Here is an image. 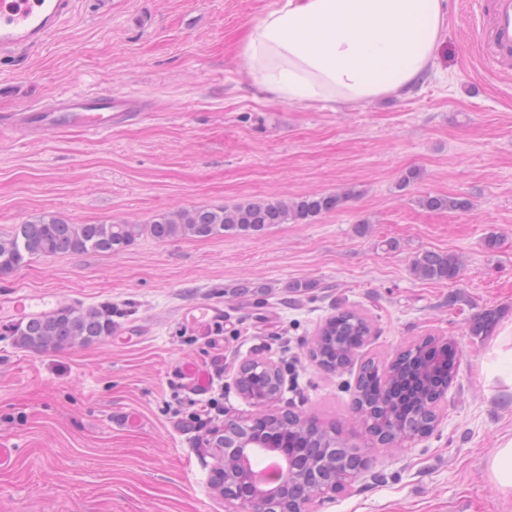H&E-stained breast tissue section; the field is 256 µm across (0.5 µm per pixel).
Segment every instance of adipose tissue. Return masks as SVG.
I'll use <instances>...</instances> for the list:
<instances>
[{
	"label": "adipose tissue",
	"instance_id": "ef3b65f1",
	"mask_svg": "<svg viewBox=\"0 0 512 512\" xmlns=\"http://www.w3.org/2000/svg\"><path fill=\"white\" fill-rule=\"evenodd\" d=\"M447 25L445 0H280L239 54L261 93L290 103L357 104L406 93L429 76ZM483 373L512 401V326Z\"/></svg>",
	"mask_w": 512,
	"mask_h": 512
}]
</instances>
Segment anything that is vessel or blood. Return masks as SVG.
Segmentation results:
<instances>
[{
  "mask_svg": "<svg viewBox=\"0 0 512 512\" xmlns=\"http://www.w3.org/2000/svg\"><path fill=\"white\" fill-rule=\"evenodd\" d=\"M75 8L76 0H0V53L42 45L73 16ZM487 16L483 61L491 73L499 74L503 62L512 57V0H490ZM128 102L125 96L115 99L108 93L72 90L52 106L1 114L0 134L42 136L62 127L100 134L121 123L123 115L116 107ZM62 304L60 296L50 291L4 290L0 292V319L43 317ZM184 318L190 323L219 322L224 309L212 304L194 305L185 309Z\"/></svg>",
  "mask_w": 512,
  "mask_h": 512,
  "instance_id": "b4317fda",
  "label": "vessel or blood"
}]
</instances>
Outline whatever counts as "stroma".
I'll list each match as a JSON object with an SVG mask.
<instances>
[{"label":"stroma","mask_w":512,"mask_h":512,"mask_svg":"<svg viewBox=\"0 0 512 512\" xmlns=\"http://www.w3.org/2000/svg\"><path fill=\"white\" fill-rule=\"evenodd\" d=\"M277 2L78 0L42 46L0 56V113L72 89L131 94L148 110L103 135L0 137L1 234L46 212L71 224H148L183 208L356 191L340 210L259 236L145 233L114 254L36 258L0 274V291L108 305L118 326L143 331L132 343L34 354L0 322V443L17 451L0 471V512H229L205 440L225 417L253 413L234 384L246 361L281 369L276 410L341 423L370 459L314 512H512V492L487 469L512 437V404L481 375L512 323V77L483 66L473 0H447L436 68L417 89L336 110L270 100L246 81L238 45ZM429 195L468 206L432 211L420 204ZM422 251L455 254L458 278L414 277ZM197 303L222 305L223 324L184 323ZM345 307L372 334L344 372L328 373L309 347ZM487 310L494 321L472 335ZM428 336L457 347L435 429L379 447L353 423L348 385L365 360L388 364ZM185 362L209 370L205 395L186 387ZM201 406L211 413L202 429L189 419ZM129 410L143 426L112 424Z\"/></svg>","instance_id":"obj_1"}]
</instances>
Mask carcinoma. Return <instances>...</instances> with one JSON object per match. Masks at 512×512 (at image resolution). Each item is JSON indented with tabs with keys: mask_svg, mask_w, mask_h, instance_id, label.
<instances>
[{
	"mask_svg": "<svg viewBox=\"0 0 512 512\" xmlns=\"http://www.w3.org/2000/svg\"><path fill=\"white\" fill-rule=\"evenodd\" d=\"M356 195L348 189L339 193H319L291 200L257 199L217 208L194 207L168 212L149 224H69L55 215L29 220L11 234L0 235V273H8L27 260L64 253L87 251L116 253L147 232L158 242L178 237L211 238L226 233L259 235L274 224H307L317 216L339 208ZM421 206L429 210L461 209L468 202L445 196H426ZM460 263L456 256L435 251L417 254L411 262L412 273L428 281L455 279ZM117 324L112 308H88L65 305L54 314L31 319L14 327L16 344L33 353L61 351L78 344H88L112 335ZM371 329L356 310L337 312L321 328L311 358L322 368L339 371L345 368L365 345ZM453 343L423 339L403 352L387 367L370 361L361 366L354 382L353 406L367 417L373 440L385 448L398 443L403 434H427L434 428L436 413L431 404L455 374V367L441 372L432 367L433 354ZM250 403L259 405L276 401L281 393L280 376L268 365L253 361L240 373ZM263 414L249 419L224 421V436L213 442L216 449L239 446L248 441L269 447L275 440L299 456L306 448H334L339 454L351 450L339 427L329 428L307 420Z\"/></svg>",
	"mask_w": 512,
	"mask_h": 512,
	"instance_id": "cac0c4a2",
	"label": "carcinoma"
}]
</instances>
